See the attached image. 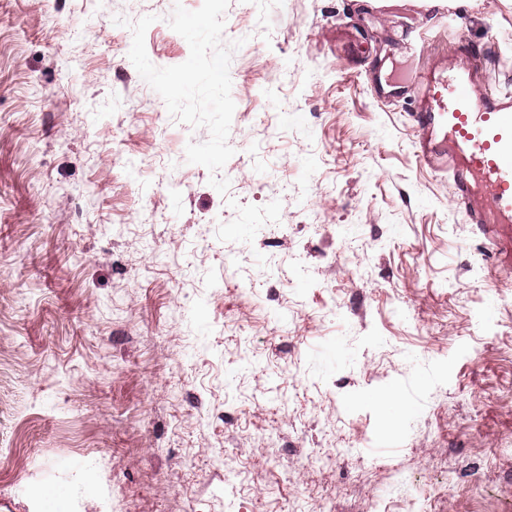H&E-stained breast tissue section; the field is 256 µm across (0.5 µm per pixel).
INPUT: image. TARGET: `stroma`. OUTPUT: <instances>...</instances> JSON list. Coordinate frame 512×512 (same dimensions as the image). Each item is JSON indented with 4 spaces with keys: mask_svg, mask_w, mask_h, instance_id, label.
Segmentation results:
<instances>
[{
    "mask_svg": "<svg viewBox=\"0 0 512 512\" xmlns=\"http://www.w3.org/2000/svg\"><path fill=\"white\" fill-rule=\"evenodd\" d=\"M202 3L0 0V512H512V273L388 79L460 34L512 88V0L456 35L421 0H229L225 196L128 56L151 15L185 62ZM231 198L280 220L220 241Z\"/></svg>",
    "mask_w": 512,
    "mask_h": 512,
    "instance_id": "obj_1",
    "label": "stroma"
}]
</instances>
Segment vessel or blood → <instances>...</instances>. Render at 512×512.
Returning <instances> with one entry per match:
<instances>
[{"mask_svg":"<svg viewBox=\"0 0 512 512\" xmlns=\"http://www.w3.org/2000/svg\"><path fill=\"white\" fill-rule=\"evenodd\" d=\"M458 52L459 68L434 66L401 81L417 93V155L430 169H447L457 209L497 260L495 284L498 267L512 263V103L477 86L482 57L474 46L459 43Z\"/></svg>","mask_w":512,"mask_h":512,"instance_id":"b4317fda","label":"vessel or blood"}]
</instances>
